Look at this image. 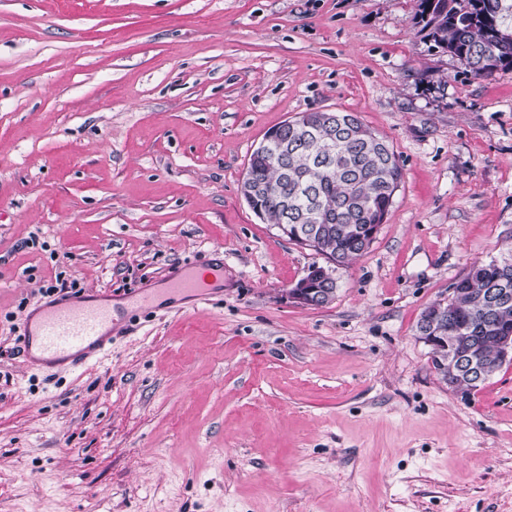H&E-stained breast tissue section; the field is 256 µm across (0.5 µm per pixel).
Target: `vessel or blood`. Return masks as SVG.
Returning a JSON list of instances; mask_svg holds the SVG:
<instances>
[{
  "label": "vessel or blood",
  "mask_w": 512,
  "mask_h": 512,
  "mask_svg": "<svg viewBox=\"0 0 512 512\" xmlns=\"http://www.w3.org/2000/svg\"><path fill=\"white\" fill-rule=\"evenodd\" d=\"M224 276L223 263L178 274L165 284L167 292L184 297L210 291L211 279ZM115 315L103 294L86 301L62 300L46 305L27 322L20 347L28 364L74 370L111 350Z\"/></svg>",
  "instance_id": "b4317fda"
}]
</instances>
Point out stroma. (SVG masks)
I'll use <instances>...</instances> for the list:
<instances>
[{
	"label": "stroma",
	"mask_w": 512,
	"mask_h": 512,
	"mask_svg": "<svg viewBox=\"0 0 512 512\" xmlns=\"http://www.w3.org/2000/svg\"><path fill=\"white\" fill-rule=\"evenodd\" d=\"M418 0H0V512H512V363L463 393L417 322L512 248V70L434 48ZM355 113L403 168L326 305L322 255L240 185L268 129ZM224 253L200 305L26 365L64 272L115 303ZM14 322H6V313ZM332 272L331 267L315 265L309 268L307 274L288 290L289 298L303 306H321L324 296L335 291L331 289L336 285V278ZM311 282L322 283L324 288H309ZM76 289L75 282L68 283V280L60 272L55 274L54 279L44 281V285L40 288V293L43 297H51L57 294L78 297L81 290Z\"/></svg>",
	"instance_id": "1"
}]
</instances>
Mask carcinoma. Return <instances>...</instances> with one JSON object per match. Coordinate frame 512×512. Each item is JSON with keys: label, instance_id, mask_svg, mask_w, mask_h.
Here are the masks:
<instances>
[{"label": "carcinoma", "instance_id": "obj_1", "mask_svg": "<svg viewBox=\"0 0 512 512\" xmlns=\"http://www.w3.org/2000/svg\"><path fill=\"white\" fill-rule=\"evenodd\" d=\"M420 22L434 47L455 56L478 77L512 69V0H420ZM273 130L280 142L254 150L242 185L275 227L318 226L315 252L344 267L373 242L385 223L403 171L390 144L352 112H301ZM489 288L512 289V252L474 265L453 285L452 309L428 325L430 359L438 374L469 350L484 361L482 378L463 379L471 392L494 375L499 337L512 335V303L480 307Z\"/></svg>", "mask_w": 512, "mask_h": 512}]
</instances>
